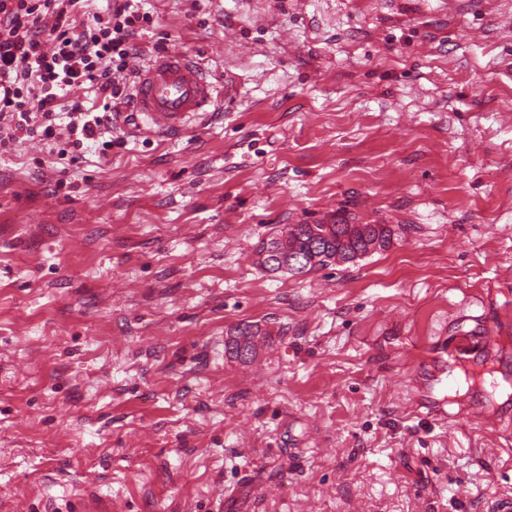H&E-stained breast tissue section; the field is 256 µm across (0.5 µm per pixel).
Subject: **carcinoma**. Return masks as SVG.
Wrapping results in <instances>:
<instances>
[{
    "label": "carcinoma",
    "instance_id": "cac0c4a2",
    "mask_svg": "<svg viewBox=\"0 0 512 512\" xmlns=\"http://www.w3.org/2000/svg\"><path fill=\"white\" fill-rule=\"evenodd\" d=\"M288 236V248L304 251L317 244L320 250L306 259L298 274L305 275L315 269L331 264L348 263L370 252L386 250L393 240V229L388 224H288L277 234L262 240L256 246V254L261 256L283 236ZM260 335L257 328L249 325L234 328L225 342L229 357L247 360L254 352V338Z\"/></svg>",
    "mask_w": 512,
    "mask_h": 512
}]
</instances>
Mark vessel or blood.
Returning <instances> with one entry per match:
<instances>
[{"instance_id":"1","label":"vessel or blood","mask_w":512,"mask_h":512,"mask_svg":"<svg viewBox=\"0 0 512 512\" xmlns=\"http://www.w3.org/2000/svg\"><path fill=\"white\" fill-rule=\"evenodd\" d=\"M215 84L192 57L174 50L158 57L140 72L133 99L156 133L179 134L188 118L197 116L215 103ZM448 388V372L438 369L430 386L416 389V400L426 401L435 415H445L440 395Z\"/></svg>"}]
</instances>
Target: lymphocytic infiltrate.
<instances>
[{"instance_id":"f902f5d3","label":"lymphocytic infiltrate","mask_w":512,"mask_h":512,"mask_svg":"<svg viewBox=\"0 0 512 512\" xmlns=\"http://www.w3.org/2000/svg\"><path fill=\"white\" fill-rule=\"evenodd\" d=\"M90 0H0V153L24 138L57 147L58 160L98 144L122 147L113 136L124 73L137 55V36L152 23L134 0H110L91 12ZM85 22H78V15ZM95 93L88 107L78 90Z\"/></svg>"}]
</instances>
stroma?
Here are the masks:
<instances>
[{"label": "stroma", "mask_w": 512, "mask_h": 512, "mask_svg": "<svg viewBox=\"0 0 512 512\" xmlns=\"http://www.w3.org/2000/svg\"><path fill=\"white\" fill-rule=\"evenodd\" d=\"M223 87L0 155V512H487L512 492V0H138ZM391 246L292 277L287 224ZM260 327L253 360L224 352ZM499 330L457 353L455 338ZM468 377L440 421L411 374Z\"/></svg>", "instance_id": "35a3bbf8"}]
</instances>
